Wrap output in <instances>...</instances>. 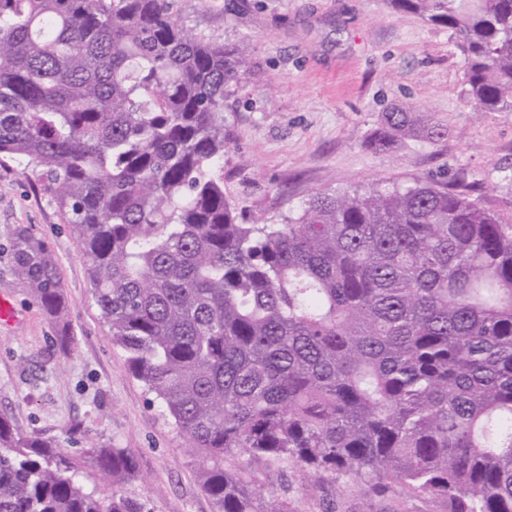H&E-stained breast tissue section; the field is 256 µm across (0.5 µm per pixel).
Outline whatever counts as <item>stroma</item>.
Instances as JSON below:
<instances>
[{"instance_id": "obj_1", "label": "stroma", "mask_w": 512, "mask_h": 512, "mask_svg": "<svg viewBox=\"0 0 512 512\" xmlns=\"http://www.w3.org/2000/svg\"><path fill=\"white\" fill-rule=\"evenodd\" d=\"M178 21L216 42L244 44L246 78L224 99L231 148L224 194L245 217L282 223L313 192L363 190L418 178L468 185L471 198L512 216V112H478L463 98L464 59L447 26L393 0H171ZM414 112L416 132L390 149L383 112ZM27 227L53 250L69 306L70 336L16 277L7 234ZM0 413L26 434L67 448L78 479L101 498L119 493L152 512H216L201 487L207 466L189 455L113 344L69 224L36 174L0 163ZM127 448L140 476L112 483L86 456L90 444ZM290 512H448L444 500L394 484L378 492L314 481L298 464L259 472Z\"/></svg>"}]
</instances>
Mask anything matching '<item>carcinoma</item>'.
I'll list each match as a JSON object with an SVG mask.
<instances>
[{"mask_svg":"<svg viewBox=\"0 0 512 512\" xmlns=\"http://www.w3.org/2000/svg\"><path fill=\"white\" fill-rule=\"evenodd\" d=\"M395 2L452 31L470 103L512 111V0ZM249 69L169 0H0V158L66 217L112 342L208 462L216 512H288L243 455L512 512V218L415 180L244 219L224 195V98ZM384 122V147L415 126ZM8 238L66 346L51 250ZM88 457L138 475L127 448ZM0 512L147 510L86 492L63 449L1 413Z\"/></svg>","mask_w":512,"mask_h":512,"instance_id":"cac0c4a2","label":"carcinoma"}]
</instances>
